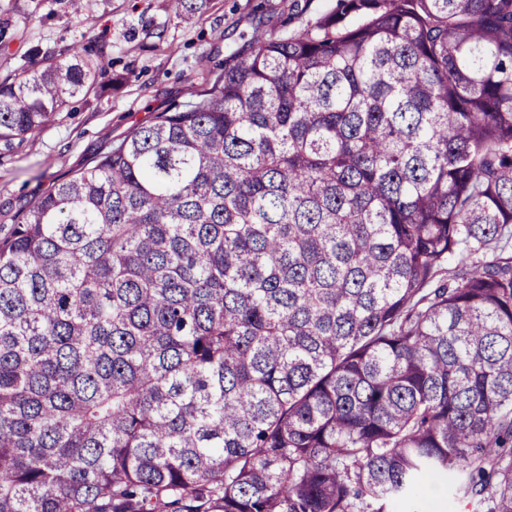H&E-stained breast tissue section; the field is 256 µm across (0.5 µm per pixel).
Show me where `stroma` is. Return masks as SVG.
Listing matches in <instances>:
<instances>
[{"label": "stroma", "mask_w": 512, "mask_h": 512, "mask_svg": "<svg viewBox=\"0 0 512 512\" xmlns=\"http://www.w3.org/2000/svg\"><path fill=\"white\" fill-rule=\"evenodd\" d=\"M335 0H208L182 22L168 0H0V80L83 47L96 80L55 119L23 139L0 141V225L15 224L56 183L205 87L218 62L256 35L282 36Z\"/></svg>", "instance_id": "stroma-1"}]
</instances>
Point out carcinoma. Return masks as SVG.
Masks as SVG:
<instances>
[{
    "mask_svg": "<svg viewBox=\"0 0 512 512\" xmlns=\"http://www.w3.org/2000/svg\"><path fill=\"white\" fill-rule=\"evenodd\" d=\"M56 57L1 141L94 82ZM430 486L512 512V0H336L0 225V512Z\"/></svg>",
    "mask_w": 512,
    "mask_h": 512,
    "instance_id": "carcinoma-1",
    "label": "carcinoma"
}]
</instances>
